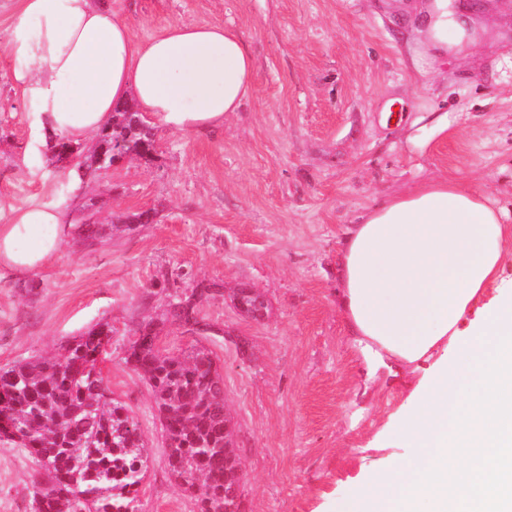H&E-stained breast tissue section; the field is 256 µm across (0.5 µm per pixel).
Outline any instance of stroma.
<instances>
[{
    "instance_id": "stroma-1",
    "label": "stroma",
    "mask_w": 512,
    "mask_h": 512,
    "mask_svg": "<svg viewBox=\"0 0 512 512\" xmlns=\"http://www.w3.org/2000/svg\"><path fill=\"white\" fill-rule=\"evenodd\" d=\"M418 0H130L132 34L170 23L222 25L249 47L255 80L222 128L156 126L157 159L102 176L109 211L153 210V223L89 249L65 239L29 280L0 269V368L62 346L100 320L112 325L102 375L141 430L148 453L138 512H197L167 473L147 381L124 358L143 315L164 313L156 285L224 284L204 334L166 324L160 348L207 347L224 375L237 431L244 512H332L356 482L409 449L388 437L409 393L407 372L372 370L339 311L336 255L346 229L387 198L439 177L483 192L512 215V0H481L476 47L409 66ZM17 0H0V208L73 205L72 171L52 166L36 102L17 81L30 63L10 48ZM447 115L424 147L420 120ZM246 282L272 315L237 314ZM34 284L26 292L25 284ZM45 475L0 442V512H32Z\"/></svg>"
}]
</instances>
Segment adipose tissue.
<instances>
[{
	"label": "adipose tissue",
	"instance_id": "obj_1",
	"mask_svg": "<svg viewBox=\"0 0 512 512\" xmlns=\"http://www.w3.org/2000/svg\"><path fill=\"white\" fill-rule=\"evenodd\" d=\"M12 49L32 62L19 79L37 123L86 141L115 106L179 131L223 126L250 95L254 60L230 28L174 22L134 41L118 0H19ZM38 20L35 38L25 34ZM412 64L477 45V28L426 0ZM489 196L442 177L390 197L353 224L337 257L345 329L369 360L428 371L389 435L413 449L333 512H512V225ZM72 227L63 206L23 204L0 224V268L24 278Z\"/></svg>",
	"mask_w": 512,
	"mask_h": 512
}]
</instances>
